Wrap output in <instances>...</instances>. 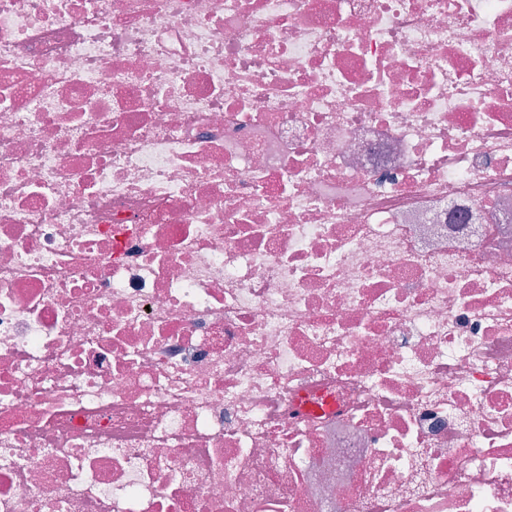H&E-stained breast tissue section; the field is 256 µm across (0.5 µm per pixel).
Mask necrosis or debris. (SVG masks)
Segmentation results:
<instances>
[{
	"instance_id": "1",
	"label": "necrosis or debris",
	"mask_w": 512,
	"mask_h": 512,
	"mask_svg": "<svg viewBox=\"0 0 512 512\" xmlns=\"http://www.w3.org/2000/svg\"><path fill=\"white\" fill-rule=\"evenodd\" d=\"M0 512H512V0H0Z\"/></svg>"
}]
</instances>
